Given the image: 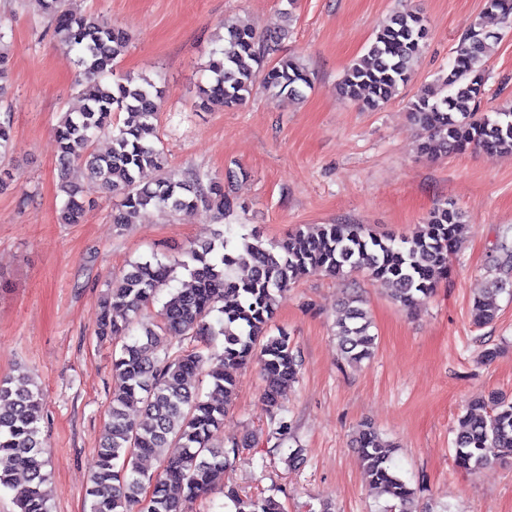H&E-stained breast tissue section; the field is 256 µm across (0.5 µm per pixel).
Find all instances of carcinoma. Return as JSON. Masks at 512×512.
Returning <instances> with one entry per match:
<instances>
[{"label":"carcinoma","instance_id":"obj_1","mask_svg":"<svg viewBox=\"0 0 512 512\" xmlns=\"http://www.w3.org/2000/svg\"><path fill=\"white\" fill-rule=\"evenodd\" d=\"M52 23L56 41L77 53L83 101L77 112H66L55 129L58 163L68 169L81 161L87 182L65 180L60 214L63 224L83 221L88 193L119 191L123 198L112 223L121 228L130 217L149 207L173 212L203 205L216 219L234 211L236 202L224 184L197 171L181 174L167 169L163 149L153 133L163 90L145 76L119 75L116 66L128 43L127 32L100 16L78 8L75 0H34ZM485 11L512 16V0H485ZM428 35L426 19L411 9L391 15L339 83L343 98L376 109L407 84ZM502 34L477 23L458 42L449 71L437 78L440 91L425 89L409 103L410 117L421 135V151L432 157L469 148L512 152V108L491 117L479 111L485 85V63ZM269 39L249 27L224 23V48L212 53L209 82L200 87L199 107L232 108L252 94L258 75L273 97L300 98L311 86L310 73L300 62L281 60L263 69ZM124 114L122 121L114 116ZM98 134L112 136L105 156L90 153ZM146 168L159 173L154 184L142 185ZM464 214L455 206L439 205L412 236L397 239L378 235L363 224H313L269 247L258 237L242 236L233 245L224 231L184 252L186 259L134 262L108 286L96 336L120 346L112 358L109 421L98 451V468L88 496L91 512H187L188 505L217 487L234 512H283L273 495L248 496L224 485L230 448L212 443L231 405L239 369L252 358L261 361L267 385L263 403L274 425L271 437L288 438V421L281 416L283 390L298 379L300 360L281 332L269 335L279 299L304 276L323 273L344 278L366 271L384 291L406 308L419 306L436 288L437 276L461 248L458 227ZM250 267L236 277L237 267ZM188 271L190 282L168 292L177 269ZM161 302L157 320L144 324L141 311ZM122 311L126 321L115 322ZM220 313L211 321L213 312ZM334 336L345 360L359 362L376 348L371 319L362 300L351 294ZM473 320L492 323L497 306L492 298L474 302ZM140 334H132L133 325ZM177 336L173 347L165 337ZM223 337L222 351L214 343ZM203 373L210 389L202 393L192 377ZM483 414L470 413L458 421L454 439L457 468L475 473L491 462L512 458V402L492 398L476 402ZM43 393L28 376L0 381V487L14 492L19 512H50L42 486L47 480L40 422ZM353 444L365 463L370 485L394 502L397 512H416L414 491L397 472L394 450L371 425L358 430ZM181 448L177 456L165 449ZM143 457L160 461V471L147 474Z\"/></svg>","mask_w":512,"mask_h":512}]
</instances>
